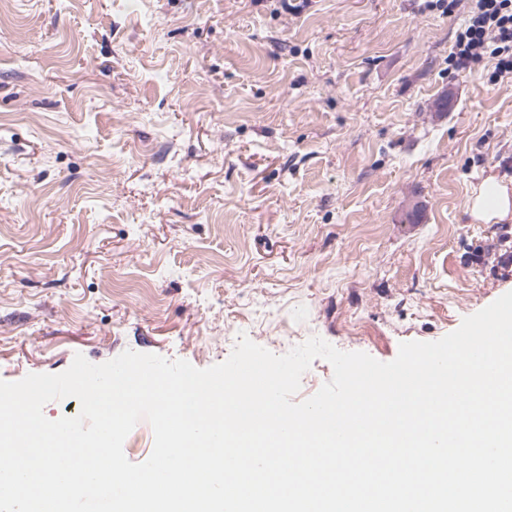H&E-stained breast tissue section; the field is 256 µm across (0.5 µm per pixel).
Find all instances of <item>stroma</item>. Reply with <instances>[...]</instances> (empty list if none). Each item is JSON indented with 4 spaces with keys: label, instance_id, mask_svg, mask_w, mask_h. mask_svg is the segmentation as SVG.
I'll list each match as a JSON object with an SVG mask.
<instances>
[{
    "label": "stroma",
    "instance_id": "stroma-1",
    "mask_svg": "<svg viewBox=\"0 0 512 512\" xmlns=\"http://www.w3.org/2000/svg\"><path fill=\"white\" fill-rule=\"evenodd\" d=\"M438 0H0V380L75 354L389 362L512 291V80ZM290 326L295 341L283 339ZM507 182L503 178L487 177L468 200L471 215L486 222L507 218L512 210Z\"/></svg>",
    "mask_w": 512,
    "mask_h": 512
}]
</instances>
